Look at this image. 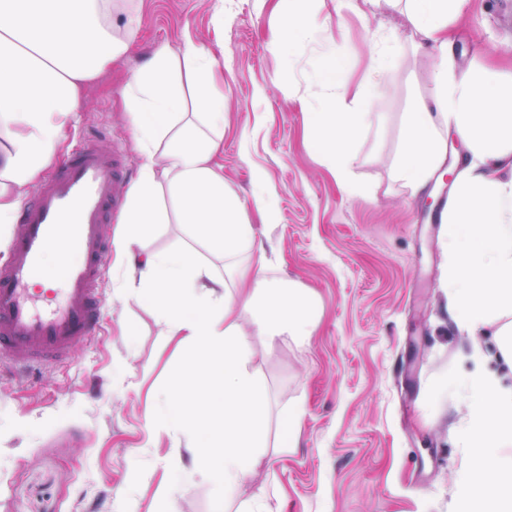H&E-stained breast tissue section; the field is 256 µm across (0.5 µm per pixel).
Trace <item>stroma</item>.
<instances>
[{
  "instance_id": "obj_1",
  "label": "stroma",
  "mask_w": 512,
  "mask_h": 512,
  "mask_svg": "<svg viewBox=\"0 0 512 512\" xmlns=\"http://www.w3.org/2000/svg\"><path fill=\"white\" fill-rule=\"evenodd\" d=\"M224 28L216 30V9ZM140 26L128 54L86 84L69 141L97 130L123 150L132 171L144 161L124 111L132 74L162 44L184 35L224 59V142L215 158L251 222L255 173L278 213L260 228L274 275L316 299L305 341L252 337L248 368L266 389L267 448L254 476L218 503L190 479L187 439L147 427L160 392L174 391L184 366L176 341L161 336L152 309L122 302L128 275L111 254L102 282L101 327L67 364L29 375L0 372V512H159L160 485L178 492L175 512H455L465 451L457 440L464 398L431 389L475 368L470 339L448 315L443 224L435 216L450 181L410 194L391 173L403 121L434 89L435 56L415 49L412 27L381 4L319 0L318 31L287 56L269 48L284 17L277 0H112L107 22L123 32L128 10ZM453 65L512 75V0H466L452 24ZM397 46L392 74L375 88L377 117L361 132L344 192L333 165L312 146L301 99L316 100L312 63L323 47L351 66L350 89L364 84L373 41ZM299 405L296 447L278 444L279 414ZM145 478L129 487L132 467Z\"/></svg>"
}]
</instances>
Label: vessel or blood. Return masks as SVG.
<instances>
[{
    "label": "vessel or blood",
    "instance_id": "b4317fda",
    "mask_svg": "<svg viewBox=\"0 0 512 512\" xmlns=\"http://www.w3.org/2000/svg\"><path fill=\"white\" fill-rule=\"evenodd\" d=\"M129 188L124 153L98 136L84 138L53 178L31 188L13 227L10 260L0 267V363L32 373L67 362L95 335L105 304L109 223ZM56 244L75 259L46 304L30 284Z\"/></svg>",
    "mask_w": 512,
    "mask_h": 512
}]
</instances>
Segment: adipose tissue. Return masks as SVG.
Listing matches in <instances>:
<instances>
[{
	"mask_svg": "<svg viewBox=\"0 0 512 512\" xmlns=\"http://www.w3.org/2000/svg\"><path fill=\"white\" fill-rule=\"evenodd\" d=\"M279 0L285 17L271 47L284 52L306 43L315 17ZM413 26L416 47L450 59L448 25L462 0H386ZM139 23L129 14L124 37L101 22V0H0V224H11L22 189L62 153L65 129L79 107L84 83L125 55ZM393 48L380 39L370 74L352 109H339L348 91V62L325 52L312 81L321 95L301 110L316 133L318 151L344 169L360 133L376 118L374 87L390 73ZM186 68L191 87L177 75ZM221 67L192 38L179 50L158 47L133 75L125 110L145 156L119 214L121 255L138 275L121 285V298L150 306L162 335L178 339L190 369L183 393L160 394L145 420L149 428L187 435L192 474L229 498L254 474L255 454L266 447L262 419L266 391L249 370L250 336H311L313 298L289 280L267 276L256 228L224 184L214 157L224 140ZM468 152L454 172L444 244L448 251V313L473 331L497 324L499 352L512 367V81L484 69L461 79L440 68L434 91L416 100L406 117L393 170L413 192L423 191L445 152V131ZM168 191L204 247L224 259L226 273L252 278L253 292L233 296L223 275L194 248L149 250L151 227L166 221L159 203ZM448 388L465 394L457 428L467 452L456 512H512V385L476 369Z\"/></svg>",
	"mask_w": 512,
	"mask_h": 512,
	"instance_id": "adipose-tissue-1",
	"label": "adipose tissue"
}]
</instances>
